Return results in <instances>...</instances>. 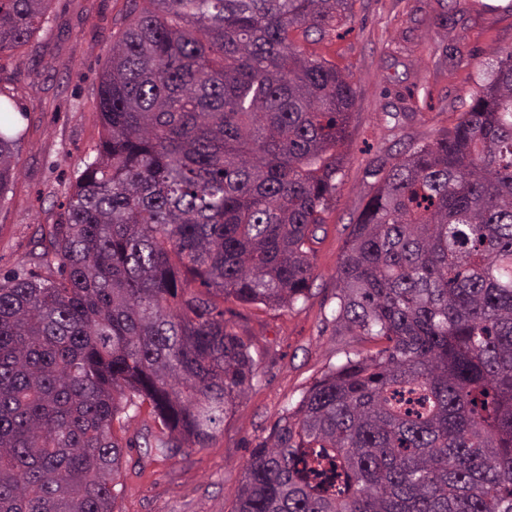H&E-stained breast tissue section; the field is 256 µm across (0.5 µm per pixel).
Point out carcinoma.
<instances>
[{"instance_id": "cac0c4a2", "label": "carcinoma", "mask_w": 512, "mask_h": 512, "mask_svg": "<svg viewBox=\"0 0 512 512\" xmlns=\"http://www.w3.org/2000/svg\"><path fill=\"white\" fill-rule=\"evenodd\" d=\"M50 0H0V55ZM349 0H130L101 135L33 266L0 274V512H115V423L205 448L257 377L224 300L306 297L349 75L289 38ZM0 98V199L24 133ZM344 352L250 453L233 512H512V48L382 171L336 277Z\"/></svg>"}]
</instances>
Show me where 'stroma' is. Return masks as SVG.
<instances>
[{
  "instance_id": "35a3bbf8",
  "label": "stroma",
  "mask_w": 512,
  "mask_h": 512,
  "mask_svg": "<svg viewBox=\"0 0 512 512\" xmlns=\"http://www.w3.org/2000/svg\"><path fill=\"white\" fill-rule=\"evenodd\" d=\"M349 7L322 34L290 32L307 55L349 74L356 92L343 186L313 245L309 295L290 308L225 300V319L251 346L256 380L209 447L159 461L150 448L159 422L146 406L132 414L125 436L139 445L124 458L117 512H232L242 467L283 408L344 351L364 346L361 337L335 335L331 320L337 267L377 168L451 129L494 51L512 46V0H350ZM127 8V0H50L48 24L21 57H0V92L12 96L27 130L19 175L0 203L1 271L26 266L99 139V74Z\"/></svg>"
}]
</instances>
